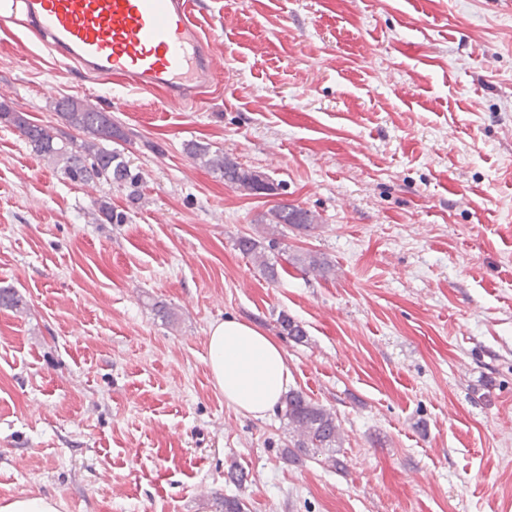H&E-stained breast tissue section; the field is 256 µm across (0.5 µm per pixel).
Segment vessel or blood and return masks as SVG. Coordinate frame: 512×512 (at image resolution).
Returning <instances> with one entry per match:
<instances>
[{"mask_svg":"<svg viewBox=\"0 0 512 512\" xmlns=\"http://www.w3.org/2000/svg\"><path fill=\"white\" fill-rule=\"evenodd\" d=\"M34 37L113 85L199 99L214 77L213 32L190 0H22Z\"/></svg>","mask_w":512,"mask_h":512,"instance_id":"vessel-or-blood-1","label":"vessel or blood"}]
</instances>
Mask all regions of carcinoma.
Listing matches in <instances>:
<instances>
[{
	"label": "carcinoma",
	"instance_id": "1",
	"mask_svg": "<svg viewBox=\"0 0 512 512\" xmlns=\"http://www.w3.org/2000/svg\"><path fill=\"white\" fill-rule=\"evenodd\" d=\"M55 112L68 127L84 133L86 139L78 143L65 131L39 124L7 102H0V124L5 123L16 130L31 150L53 164L64 179L76 184L98 182L128 187L131 198H138L140 173L133 172L130 161L123 153L107 147V143L114 140L128 141V134L112 121V116L70 97L56 101ZM185 152L231 187L239 186L257 194L261 183L267 180L260 173L242 168L224 156L223 151L212 149L208 143L189 142L185 144ZM93 209L94 220L99 224L126 223V214L114 210L106 201H95ZM255 223L280 226L284 232L290 227L298 231H311L316 227L317 216L299 205L279 203L257 218ZM237 247L255 259L268 281L278 280L279 263L265 258L259 251V241L244 236L238 239ZM292 262L319 276L331 270L328 261L312 252L297 253L293 255ZM0 308L19 310L23 308V300L15 291L1 288ZM277 323L280 333L295 342L302 343L307 338L305 329L291 317L283 314ZM277 410L287 420V455L296 457L310 451L330 454L341 447L340 426L336 423L335 413L313 402L302 392L289 391Z\"/></svg>",
	"mask_w": 512,
	"mask_h": 512
}]
</instances>
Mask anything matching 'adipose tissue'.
Listing matches in <instances>:
<instances>
[{
  "label": "adipose tissue",
  "mask_w": 512,
  "mask_h": 512,
  "mask_svg": "<svg viewBox=\"0 0 512 512\" xmlns=\"http://www.w3.org/2000/svg\"><path fill=\"white\" fill-rule=\"evenodd\" d=\"M208 366L226 404L262 417L280 403L291 380L280 345L249 322L227 318L209 330Z\"/></svg>",
  "instance_id": "ef3b65f1"
}]
</instances>
